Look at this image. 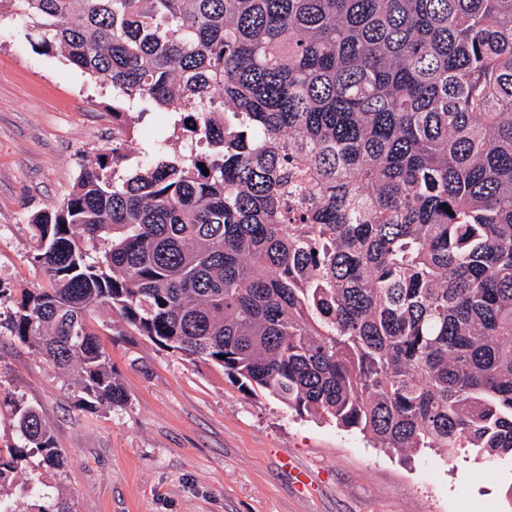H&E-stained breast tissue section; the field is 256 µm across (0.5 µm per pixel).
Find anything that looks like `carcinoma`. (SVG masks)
Returning a JSON list of instances; mask_svg holds the SVG:
<instances>
[{"instance_id": "1", "label": "carcinoma", "mask_w": 512, "mask_h": 512, "mask_svg": "<svg viewBox=\"0 0 512 512\" xmlns=\"http://www.w3.org/2000/svg\"><path fill=\"white\" fill-rule=\"evenodd\" d=\"M210 151L96 155L33 214L9 334L128 401L88 321L409 459H512V0H0ZM205 167H200V164ZM209 170L204 174L203 170ZM449 206L450 210L443 209ZM101 243L93 261L80 245ZM25 447L64 458L40 413Z\"/></svg>"}]
</instances>
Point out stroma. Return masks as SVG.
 <instances>
[{"label": "stroma", "instance_id": "stroma-1", "mask_svg": "<svg viewBox=\"0 0 512 512\" xmlns=\"http://www.w3.org/2000/svg\"><path fill=\"white\" fill-rule=\"evenodd\" d=\"M122 98L58 53L38 50L16 12L0 14V322L48 282L34 264L33 212L58 208L101 150L128 169L158 139L184 146L182 116H113ZM128 394L86 410L68 373L0 332V486L13 512H512V462L428 452L403 464L362 435L250 396L222 366L190 361L135 333L115 312L90 316ZM35 407L67 460L25 449L18 408Z\"/></svg>", "mask_w": 512, "mask_h": 512}]
</instances>
